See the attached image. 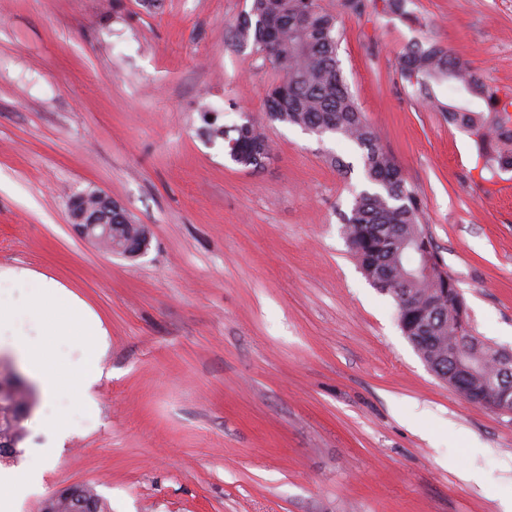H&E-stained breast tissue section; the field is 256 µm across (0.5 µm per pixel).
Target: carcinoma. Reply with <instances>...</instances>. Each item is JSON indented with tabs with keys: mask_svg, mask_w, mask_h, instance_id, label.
<instances>
[{
	"mask_svg": "<svg viewBox=\"0 0 512 512\" xmlns=\"http://www.w3.org/2000/svg\"><path fill=\"white\" fill-rule=\"evenodd\" d=\"M338 16L324 10L319 0H251L249 10L231 26L238 42L253 49L282 73L279 83L264 97V116L270 122L299 126L318 136L340 138L362 151L367 188L355 197L343 216V235L357 257L363 275L380 292L392 297L399 326L406 337L427 334L422 351L437 359L444 374L455 372L448 352L466 347L480 369L467 380L477 391L492 388L499 373L497 350L476 337L467 306L457 283L436 272L407 284L409 301L392 288L406 273L403 248L424 236L421 204L406 184L391 154L380 145L374 127L359 107L343 75L338 59ZM402 78L423 95L427 104L448 117L453 125L477 138L486 166L512 169V98L473 76L468 63L435 44L406 46L399 61ZM453 82L466 97L446 104L434 86ZM205 132L221 137L230 160L245 165L255 155L271 156L273 148L263 122L252 118L232 126L207 119ZM93 212H104L96 189L74 195ZM116 238L126 243L149 241V229L129 219L117 223L112 234L95 243L112 252ZM29 405V390L16 386L0 389V406L12 412L3 430L14 443L24 441L23 424ZM51 512H106L103 498L90 484H75L49 502Z\"/></svg>",
	"mask_w": 512,
	"mask_h": 512,
	"instance_id": "1",
	"label": "carcinoma"
}]
</instances>
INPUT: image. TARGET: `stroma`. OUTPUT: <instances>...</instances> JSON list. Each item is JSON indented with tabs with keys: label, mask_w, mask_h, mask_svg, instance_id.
I'll return each mask as SVG.
<instances>
[{
	"label": "stroma",
	"mask_w": 512,
	"mask_h": 512,
	"mask_svg": "<svg viewBox=\"0 0 512 512\" xmlns=\"http://www.w3.org/2000/svg\"><path fill=\"white\" fill-rule=\"evenodd\" d=\"M249 4L0 0V267L55 278L109 332L93 414L45 459L40 410L26 421L18 462L43 472L13 512L83 483L111 512H500L512 418L427 369L345 241L360 150L269 122L253 170L202 129L206 110L261 114L278 79L230 32ZM320 4L474 334L512 349V197L493 194L512 170L487 168L398 64L434 42L512 97V0H408L404 17ZM89 189L148 226L143 255L74 233L69 200Z\"/></svg>",
	"instance_id": "stroma-1"
}]
</instances>
